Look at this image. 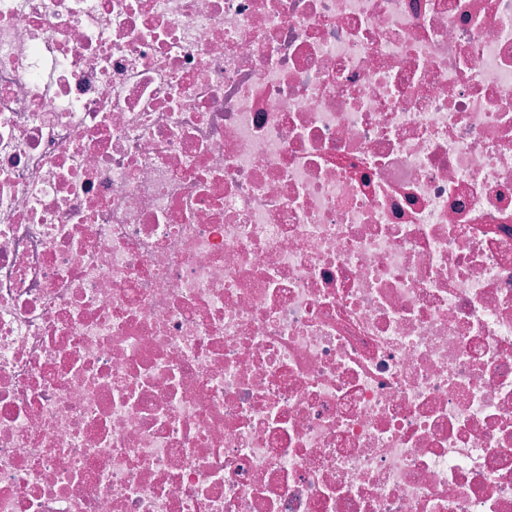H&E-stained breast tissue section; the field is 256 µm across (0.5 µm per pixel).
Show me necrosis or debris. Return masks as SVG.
<instances>
[{
  "label": "necrosis or debris",
  "mask_w": 512,
  "mask_h": 512,
  "mask_svg": "<svg viewBox=\"0 0 512 512\" xmlns=\"http://www.w3.org/2000/svg\"><path fill=\"white\" fill-rule=\"evenodd\" d=\"M0 512H512V0H0Z\"/></svg>",
  "instance_id": "1"
}]
</instances>
